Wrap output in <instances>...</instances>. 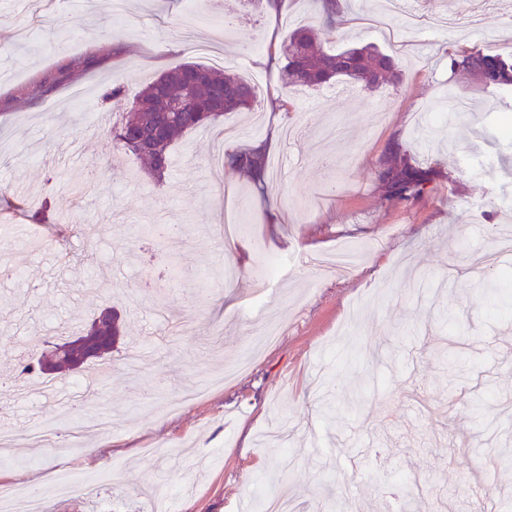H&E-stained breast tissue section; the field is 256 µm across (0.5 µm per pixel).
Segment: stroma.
<instances>
[{
	"label": "stroma",
	"instance_id": "35a3bbf8",
	"mask_svg": "<svg viewBox=\"0 0 512 512\" xmlns=\"http://www.w3.org/2000/svg\"><path fill=\"white\" fill-rule=\"evenodd\" d=\"M0 0V239L16 279L0 278V422L16 450L0 484L33 481L58 501L54 475L107 473L102 502L59 512H238L242 498L283 496L296 512H396L403 483L421 512H470L492 489L512 512V287L473 288L472 250L512 225V91L448 67L477 48L512 56V0L462 18L461 0H424L416 26L376 25L383 0H347L326 43L371 45L396 79L285 86L269 42L321 26L319 0H210L214 30L186 0ZM186 61L259 78L249 112L218 125L268 143V198L212 165L209 129L187 134L156 181L110 128L146 81ZM119 95H112V88ZM427 169L423 193L384 197L383 168ZM493 160L481 176L470 160ZM281 223H269L270 201ZM452 322L431 311L432 284ZM119 311L126 343L105 360L50 378L22 368ZM276 341L191 403L185 387L222 377L265 318ZM357 411L330 422L323 390ZM71 411L53 438L27 432ZM109 414L86 430L83 418Z\"/></svg>",
	"mask_w": 512,
	"mask_h": 512
}]
</instances>
